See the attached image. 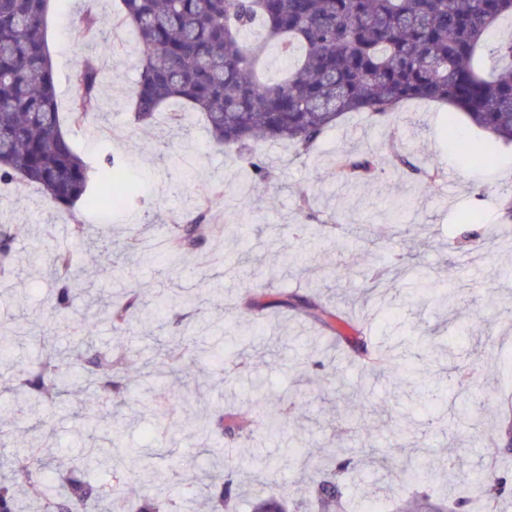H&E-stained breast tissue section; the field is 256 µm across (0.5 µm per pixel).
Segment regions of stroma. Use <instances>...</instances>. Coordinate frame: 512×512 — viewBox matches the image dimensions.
I'll list each match as a JSON object with an SVG mask.
<instances>
[{"instance_id": "obj_1", "label": "stroma", "mask_w": 512, "mask_h": 512, "mask_svg": "<svg viewBox=\"0 0 512 512\" xmlns=\"http://www.w3.org/2000/svg\"><path fill=\"white\" fill-rule=\"evenodd\" d=\"M95 14L115 18V0H53L47 18L48 48L54 59L60 114L69 112L77 95L79 63L92 59L100 71L98 95L103 117L92 126H68L78 152L89 162L103 153L121 158L140 181L135 204L100 214L68 211L47 203L41 191L24 181L0 186V225H12L18 257L9 272L0 273V318L14 317L27 325L44 315L56 288L47 269L28 263L40 250L50 258L70 250L85 262L83 240L70 225L84 224L86 237L128 234L156 243L170 224L202 201L211 203L213 223L240 222L225 212V199L249 188V175L236 149L214 145L202 116L174 104L159 113L154 124L135 127L127 101L138 78V45L120 29L115 49L76 35L80 17ZM443 110L424 102L406 103L386 123H371L358 115L341 119L315 150L296 155L282 143L261 145L257 155L274 172L272 187L258 189L251 230L243 242L223 247L208 239L189 263L130 268L113 280L89 269L94 296L101 301L136 289L147 297L185 293L180 306L169 310L150 328L128 335L129 350L147 357L158 351L179 326L207 319V338H196L195 367L187 374H169L172 391L192 388L189 404L177 409L176 427L165 441L151 432L160 420L159 398L138 376H130L127 404L105 407V414L126 419L124 444L148 456L155 479L144 494L160 495L171 512H198L192 501L202 492L207 456L190 429L195 415L252 408L251 383L262 379L271 403L293 409L294 420L277 437L254 430L238 439L227 464L248 472L252 456L267 461L262 481L244 480L237 512H251L255 497L269 488L281 490L288 501L300 500L314 469L288 463L293 450L312 458L335 454L337 448L371 447L375 455L395 450L420 457L434 466L449 456L461 459L459 486L466 487L471 467H491L512 481V442L501 430L506 410H512V250L490 242L493 228L512 227L503 199L512 194V145H490V161L477 166L451 147L444 134ZM395 147L410 168L387 160ZM342 154L379 155L376 174L351 184L336 170ZM438 170L434 185L425 174ZM327 224L319 238L295 227L299 196ZM228 250L239 264V278L223 275L213 255ZM302 255V269L282 266L280 253ZM452 277L457 290L453 313L440 311L420 290L426 278ZM322 301L345 313L366 307L364 340L377 349L395 348L401 362L425 371L424 381L400 370L369 375L354 343L333 341L293 308L274 307L252 322H240L241 284ZM451 344L463 361L480 369L470 384L453 385L445 361L436 360L434 339ZM211 347L222 349L229 365L218 368ZM484 408L482 425L460 416L463 408ZM73 401L45 405L37 414L12 415L0 427V454H13L41 430L53 431L57 457L77 461L88 432L75 417ZM364 423H355V414ZM376 476L364 464L352 463L343 492L349 512H366L371 503L390 506L394 495L375 491Z\"/></svg>"}]
</instances>
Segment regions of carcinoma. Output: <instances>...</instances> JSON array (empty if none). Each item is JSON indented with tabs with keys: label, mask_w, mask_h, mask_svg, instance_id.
Returning <instances> with one entry per match:
<instances>
[{
	"label": "carcinoma",
	"mask_w": 512,
	"mask_h": 512,
	"mask_svg": "<svg viewBox=\"0 0 512 512\" xmlns=\"http://www.w3.org/2000/svg\"><path fill=\"white\" fill-rule=\"evenodd\" d=\"M51 0H0V182L20 178L34 184L50 202L74 209H106L137 192L130 176L119 186L112 172L120 170L112 156L95 169L67 137L56 112L55 72L46 39ZM119 18L136 32L141 45L139 79L131 94V123L145 126L168 102L182 101L200 112L213 143L234 146L252 172L253 185H266L269 168L256 160L255 146L284 141L297 153L310 154L324 136L348 113H366L387 120L409 100L451 106L475 128L512 144V33L499 36V27L512 24V0H120ZM271 49L288 59V74L277 81L265 79L261 63ZM99 71L91 60L77 71L79 94L70 118L89 124L100 111ZM378 164L372 155L336 158V170L353 180L371 174ZM243 224H213L201 208L180 218L178 232L165 243L166 260H188L202 240L224 235L240 237ZM103 275H112V255L121 266L156 261L132 235L119 244L105 246ZM13 255V234L0 228V265ZM53 275L60 282L54 295L58 320L83 333L84 362L88 372L54 350L52 326L42 330L39 360L18 379L24 405L34 412L41 403L61 397L67 388L76 396L81 380L90 381L102 403H123L128 391L122 367L126 355L116 357L96 349L88 336L95 323L106 321L120 331L159 318L179 303L176 296L158 295L150 302L132 297L110 304L93 316L71 312L73 296L68 280L72 256H54ZM438 307L453 311L456 291L451 281L430 280L422 285ZM272 306L298 309L308 320L343 335L344 322L322 302L286 295L269 300L251 283L243 285L241 308L251 318ZM178 352L163 350L159 364L178 372L194 363L186 333H179ZM365 363L382 373L393 364L385 354L358 348ZM265 386L253 384L254 404L264 409L266 434L279 435L285 426L281 411L267 407ZM99 405H78L77 416L87 428L100 425ZM194 432L211 444L221 457L213 467L209 501L211 512H237L238 472L224 466L221 439H239L251 433L239 415L201 419ZM122 424L109 423L102 442L85 449L77 464L66 472L51 465L54 448L44 440L6 458L12 479L0 482V512H22L19 489L41 491L33 505L41 512H83L89 503L102 512H116L127 499L125 474L134 470L140 480L151 476L130 448L121 447ZM383 478L401 477L421 489L412 501L395 503L393 512H454L448 501L435 503L430 493L443 477L453 483L454 465L439 470L402 455L377 459ZM347 465L325 460L324 477L309 490L314 512H345L337 482ZM104 471L115 478L105 488L90 478ZM495 512L506 480H491L482 470L470 474ZM167 503L143 496L133 512H166ZM254 512H288L287 503L271 493L258 501Z\"/></svg>",
	"instance_id": "1"
}]
</instances>
